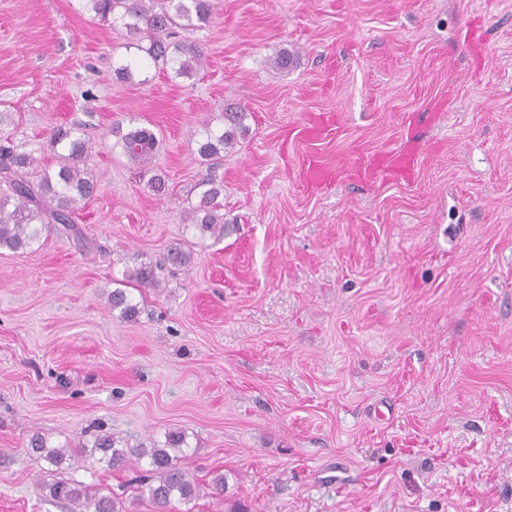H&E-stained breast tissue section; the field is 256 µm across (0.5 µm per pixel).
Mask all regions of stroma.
<instances>
[{"mask_svg": "<svg viewBox=\"0 0 512 512\" xmlns=\"http://www.w3.org/2000/svg\"><path fill=\"white\" fill-rule=\"evenodd\" d=\"M213 7L186 78L81 0H0V131L97 143L78 237L0 250V512H64L60 479L119 491L137 465L30 446L102 430L125 447L182 432L198 477L226 478L192 512H512V0ZM227 107L249 131L201 164ZM116 120L160 139L163 194L100 147ZM408 151L405 174L356 175L358 154ZM309 157L328 181H305ZM213 179L219 238L184 220ZM176 244L188 267L126 279ZM115 288L137 320L112 313ZM35 452L40 453V455L45 458L48 462L53 465H59L63 460L68 459L69 461H75L76 458L78 460V454L80 453V457H83V454H86V450L82 448L80 451L75 452L73 448H52L49 449L44 444L42 439L34 440V448ZM45 453V454H44Z\"/></svg>", "mask_w": 512, "mask_h": 512, "instance_id": "obj_1", "label": "stroma"}]
</instances>
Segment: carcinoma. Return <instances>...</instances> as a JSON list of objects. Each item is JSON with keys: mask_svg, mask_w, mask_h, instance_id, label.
<instances>
[{"mask_svg": "<svg viewBox=\"0 0 512 512\" xmlns=\"http://www.w3.org/2000/svg\"><path fill=\"white\" fill-rule=\"evenodd\" d=\"M93 18L112 26L121 25L128 37L141 43L148 42L144 52L155 63L167 65L177 76H191L205 60L202 49L190 39L194 31L212 22L211 0H84ZM186 33L184 39L172 42L174 30ZM224 131L215 135L205 128V138L197 142L196 153L200 163L211 164L224 150L238 143L247 128L246 113L226 111ZM122 154L143 172L151 171L158 140L145 127H123L112 124L110 130ZM47 147L54 155L57 168L45 162L44 155L27 151L9 137L0 138V249L16 252L40 242L44 233L56 231L75 234L74 214L78 205L90 198L97 180L85 166V158L92 143L82 137L76 125L55 126ZM224 194V184L211 182V188L202 195L196 206L187 211V219L202 232L224 230V204L218 198ZM157 266L143 263L126 277L146 287L155 283ZM113 310L124 320H133L139 314L138 304L127 293L116 288L108 297ZM185 437L170 432L166 445L140 444L137 448H117L115 438L100 435L94 442V451L101 453L98 462L114 471L122 470L133 462L148 460L147 474L139 477L134 500L128 502L118 494L91 495L79 485L57 481L50 485L49 496L67 509V512H132L137 502L151 505L153 512H171L172 504L185 505L197 500L204 487L196 475L190 457L182 445ZM34 449L48 462L59 465L63 460H76L86 450L72 448L49 449L44 441L34 440Z\"/></svg>", "mask_w": 512, "mask_h": 512, "instance_id": "1", "label": "carcinoma"}]
</instances>
